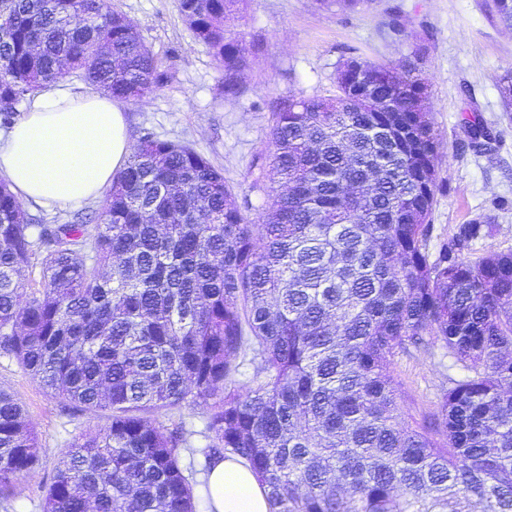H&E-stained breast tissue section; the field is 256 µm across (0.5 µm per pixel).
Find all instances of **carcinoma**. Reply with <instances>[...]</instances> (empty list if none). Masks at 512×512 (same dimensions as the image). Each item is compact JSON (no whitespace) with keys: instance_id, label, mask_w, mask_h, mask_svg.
Listing matches in <instances>:
<instances>
[{"instance_id":"obj_1","label":"carcinoma","mask_w":512,"mask_h":512,"mask_svg":"<svg viewBox=\"0 0 512 512\" xmlns=\"http://www.w3.org/2000/svg\"><path fill=\"white\" fill-rule=\"evenodd\" d=\"M238 2L179 0L231 97L249 54L224 28ZM493 11L511 30L512 0ZM70 73L127 101L162 80L109 0H0V123ZM427 97L415 63L401 76L350 56L334 95L283 102L256 224L222 171L150 132L99 224H31L0 182V354L63 409L108 412L62 450L43 512H201L228 454L272 512H512V252L466 256L489 234L478 221L429 249L442 186ZM464 126L473 150L491 149L476 116ZM436 348L465 375L441 385L431 420L402 425L390 366ZM201 401L200 450L184 422L152 418ZM38 461L0 386V501Z\"/></svg>"}]
</instances>
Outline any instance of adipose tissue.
Segmentation results:
<instances>
[{
  "label": "adipose tissue",
  "mask_w": 512,
  "mask_h": 512,
  "mask_svg": "<svg viewBox=\"0 0 512 512\" xmlns=\"http://www.w3.org/2000/svg\"><path fill=\"white\" fill-rule=\"evenodd\" d=\"M133 144L122 110L98 93L59 86L35 94L22 119L0 134V177L22 206L64 207L98 198L126 164ZM216 512H270L263 488L235 458L208 476Z\"/></svg>",
  "instance_id": "obj_1"
}]
</instances>
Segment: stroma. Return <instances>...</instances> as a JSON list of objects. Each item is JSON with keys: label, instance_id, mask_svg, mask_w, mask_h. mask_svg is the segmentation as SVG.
<instances>
[{"label": "stroma", "instance_id": "stroma-1", "mask_svg": "<svg viewBox=\"0 0 512 512\" xmlns=\"http://www.w3.org/2000/svg\"><path fill=\"white\" fill-rule=\"evenodd\" d=\"M110 2L136 25L165 75L142 100L123 103L130 139L150 131L188 143L223 171L235 202L253 220L271 202L267 148L280 103L333 94L336 66L346 57L398 65L421 49L418 66L440 139L443 191L432 214L434 234L448 238L477 219L492 231L472 242L471 256L512 252V111L497 88L499 77L512 73V31L497 21L492 0H369L351 13L315 0H242L229 26L256 52L236 98L225 97L224 70L184 23L178 0ZM395 16L403 26L398 35L388 27ZM470 112L495 134L492 151L470 148L463 125ZM390 374L401 384V418L408 421L431 415L445 376L463 372L441 354L415 352L397 357ZM0 385L23 405L40 448L39 464L20 476L17 496L0 502V512H42L63 448L96 432L105 415L62 411L58 399L5 357Z\"/></svg>", "mask_w": 512, "mask_h": 512}]
</instances>
